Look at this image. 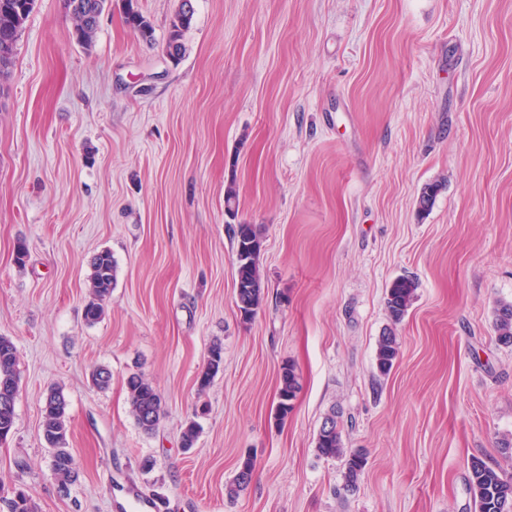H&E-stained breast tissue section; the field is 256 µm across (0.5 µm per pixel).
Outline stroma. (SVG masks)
<instances>
[{"mask_svg":"<svg viewBox=\"0 0 512 512\" xmlns=\"http://www.w3.org/2000/svg\"><path fill=\"white\" fill-rule=\"evenodd\" d=\"M192 3L176 62L180 0H139L149 41L121 0L88 48L63 0H37L20 33L0 96V336L20 379L0 491L38 512H131V491L159 512H474L472 458L512 476V346L493 328L512 302V0ZM231 179L262 239L247 323ZM104 249L116 282L90 324ZM403 276L417 288L395 324L385 297ZM216 342L224 365L202 392ZM288 362L299 390L280 421ZM137 371L162 397L152 434L130 412ZM53 389L79 471L64 494L40 429ZM331 413L366 458L351 491L342 460L316 452ZM247 456L253 479L228 498ZM122 8L126 23L136 30L146 41L152 40V25L139 9L138 0H123ZM194 15L192 0H182L174 19L170 23L168 36L166 40L167 54L173 60H179L185 52V46L182 42L183 34L189 28ZM89 300L84 308L85 320L94 324L104 315V303L112 293L116 281V266L109 250L98 252L91 261ZM398 356L397 336L392 328H386L377 340L376 367L380 374L387 375Z\"/></svg>","mask_w":512,"mask_h":512,"instance_id":"35a3bbf8","label":"stroma"}]
</instances>
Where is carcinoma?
Wrapping results in <instances>:
<instances>
[{
  "label": "carcinoma",
  "instance_id": "1",
  "mask_svg": "<svg viewBox=\"0 0 512 512\" xmlns=\"http://www.w3.org/2000/svg\"><path fill=\"white\" fill-rule=\"evenodd\" d=\"M110 0H67L66 9L74 21L73 38L85 47L93 43L98 27V19ZM35 0H0V90L2 81L11 72L15 47L22 27L33 11ZM126 23L142 38L150 41L153 28L142 14L138 0H122ZM194 15L192 0H180L178 11L170 23L166 40L167 54L179 60L185 52L183 34L189 28ZM233 248L235 250V299L241 318L251 320L263 300L262 277L259 266L261 241L252 224L232 226ZM89 277V300L84 308L85 320L94 324L104 315V303L112 293L116 281V266L112 253L98 252L91 261ZM416 290L415 282L408 277L395 279L387 290L385 305L391 320L399 322L407 313ZM495 329L498 341L512 345V303H500L495 309ZM398 356L397 336L391 328L384 330L377 340L376 367L380 374H388ZM17 348L13 341L0 336V432L10 435L15 419V400L19 391L17 374ZM224 362V349L215 343L208 350L206 367L199 374V390H205L220 372ZM131 413L144 432H155L161 420L162 400L155 387L142 374L134 372L127 377ZM298 381L295 366L288 363L282 367L276 406L277 417H288L294 407ZM41 431L46 444L52 450L53 470L63 484L77 481L79 474L74 457L67 448L68 414L67 402L60 391L50 392L41 410ZM316 451L324 458L344 459V487H356L364 469V458L345 451L341 440L336 413L327 415L320 427ZM255 470L254 460L242 459L239 470L227 487V496L235 498L251 483ZM469 487L473 495L475 512H512V478L502 470L474 457L470 462ZM7 512H36L32 498L23 490L15 492L11 498L0 499Z\"/></svg>",
  "mask_w": 512,
  "mask_h": 512
}]
</instances>
